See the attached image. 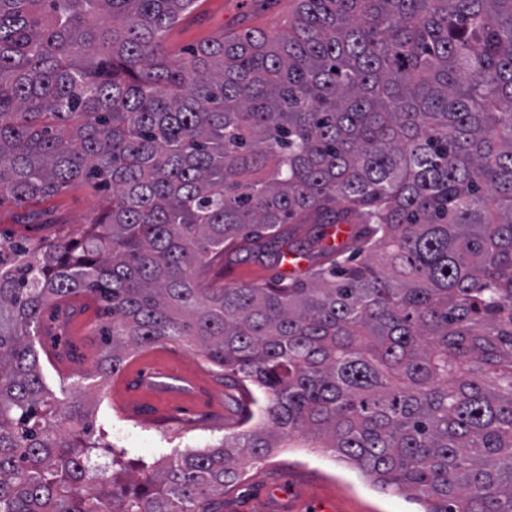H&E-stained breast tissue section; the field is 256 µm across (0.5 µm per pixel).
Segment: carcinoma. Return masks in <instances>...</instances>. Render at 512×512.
<instances>
[{"mask_svg":"<svg viewBox=\"0 0 512 512\" xmlns=\"http://www.w3.org/2000/svg\"><path fill=\"white\" fill-rule=\"evenodd\" d=\"M198 0H0V200L112 192L81 238L0 240V512H224L243 466L319 448L424 512H512V0H297L172 61ZM317 253L207 284L243 245ZM102 307L97 376L183 342L267 394L217 446L92 457L44 380L56 300Z\"/></svg>","mask_w":512,"mask_h":512,"instance_id":"obj_1","label":"carcinoma"}]
</instances>
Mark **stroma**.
Listing matches in <instances>:
<instances>
[{"label":"stroma","instance_id":"35a3bbf8","mask_svg":"<svg viewBox=\"0 0 512 512\" xmlns=\"http://www.w3.org/2000/svg\"><path fill=\"white\" fill-rule=\"evenodd\" d=\"M295 8V0H203L166 35L171 56L219 39L243 28L280 31ZM104 192L76 183L44 202L18 207L0 201V235L39 244L60 237H80L104 206ZM284 267L270 259L256 260L246 251L215 262L205 278L227 287L263 283L283 275ZM88 312L87 324L73 333L62 311ZM99 311L84 295H74L49 309L41 322L36 349L51 386L80 383L96 408L94 431H107L106 447L96 449L99 463H110L113 450L127 458L154 463L185 448L219 444L238 428L236 401L241 392L230 379L221 381L196 351L173 344L157 345L132 354L120 375L130 393L127 401L101 387L95 366L101 354L96 332ZM152 369L169 372L163 386L150 392L138 388L140 376ZM139 433L155 450L128 449L124 436ZM408 495L383 493L349 464L317 448H280L244 468V477L224 497V512H419Z\"/></svg>","mask_w":512,"mask_h":512}]
</instances>
